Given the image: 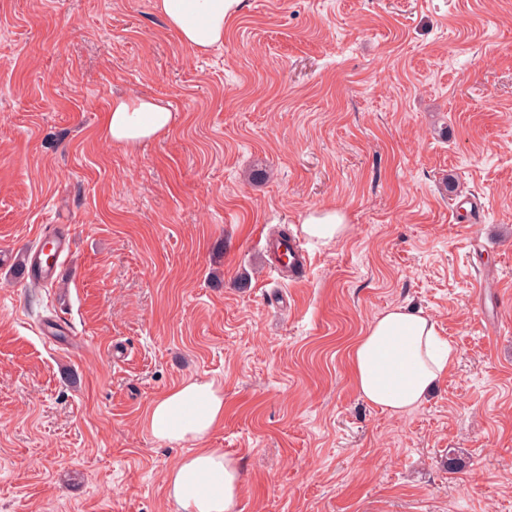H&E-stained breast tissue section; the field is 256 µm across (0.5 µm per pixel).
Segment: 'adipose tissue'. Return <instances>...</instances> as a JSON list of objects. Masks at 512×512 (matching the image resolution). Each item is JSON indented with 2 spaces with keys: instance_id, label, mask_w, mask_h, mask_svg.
<instances>
[{
  "instance_id": "adipose-tissue-1",
  "label": "adipose tissue",
  "mask_w": 512,
  "mask_h": 512,
  "mask_svg": "<svg viewBox=\"0 0 512 512\" xmlns=\"http://www.w3.org/2000/svg\"><path fill=\"white\" fill-rule=\"evenodd\" d=\"M242 0H154L156 11L183 43L205 52L223 44L224 25ZM174 123L169 104L146 97L114 99L101 124L103 139L137 149L165 138ZM302 232L322 246L346 234L341 209H314ZM352 377L361 398L393 417L417 409L447 376L456 352L438 336L431 317L397 305L374 317L349 348ZM224 420V392L215 382L194 378L156 398L147 427L156 439L185 444L209 435ZM242 484L239 461L220 448L186 453L167 476L176 512H237Z\"/></svg>"
}]
</instances>
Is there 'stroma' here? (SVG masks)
<instances>
[{"label": "stroma", "mask_w": 512, "mask_h": 512, "mask_svg": "<svg viewBox=\"0 0 512 512\" xmlns=\"http://www.w3.org/2000/svg\"><path fill=\"white\" fill-rule=\"evenodd\" d=\"M119 96L170 134L103 140ZM325 207L288 281L264 243ZM395 305L457 352L403 418L347 361ZM190 378L237 512H512V0H242L204 53L153 0H0V512H175L146 411ZM302 232L321 246H330L346 234L345 214L339 208L314 209L301 224ZM45 254L52 253L54 258H46L43 253L36 250L30 257L28 273L31 277L49 282L56 275L60 259L70 253V238L60 234H51Z\"/></svg>", "instance_id": "stroma-1"}]
</instances>
